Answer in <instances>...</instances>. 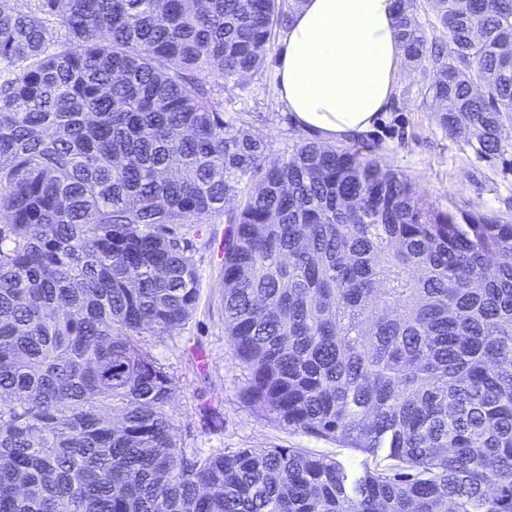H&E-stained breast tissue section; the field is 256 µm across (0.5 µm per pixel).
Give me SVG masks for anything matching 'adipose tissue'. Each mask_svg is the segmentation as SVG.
<instances>
[{"mask_svg":"<svg viewBox=\"0 0 512 512\" xmlns=\"http://www.w3.org/2000/svg\"><path fill=\"white\" fill-rule=\"evenodd\" d=\"M395 25V0H303L276 68L300 129L331 143L372 128L401 77Z\"/></svg>","mask_w":512,"mask_h":512,"instance_id":"1","label":"adipose tissue"}]
</instances>
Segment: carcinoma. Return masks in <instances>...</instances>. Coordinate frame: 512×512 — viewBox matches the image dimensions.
I'll use <instances>...</instances> for the list:
<instances>
[{
  "instance_id": "1",
  "label": "carcinoma",
  "mask_w": 512,
  "mask_h": 512,
  "mask_svg": "<svg viewBox=\"0 0 512 512\" xmlns=\"http://www.w3.org/2000/svg\"><path fill=\"white\" fill-rule=\"evenodd\" d=\"M301 2L0 0V512H512V222L224 118ZM397 32L441 125L505 156L512 0H399ZM220 215L245 396L362 467L179 445L145 337L191 319Z\"/></svg>"
}]
</instances>
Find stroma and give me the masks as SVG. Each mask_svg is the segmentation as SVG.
Instances as JSON below:
<instances>
[{
	"label": "stroma",
	"mask_w": 512,
	"mask_h": 512,
	"mask_svg": "<svg viewBox=\"0 0 512 512\" xmlns=\"http://www.w3.org/2000/svg\"><path fill=\"white\" fill-rule=\"evenodd\" d=\"M277 57L270 52L262 75L246 78L219 98L226 116L249 122L253 133L264 139L273 160L286 155L303 135L278 98ZM415 78L410 68H403L390 109L363 135L375 146L377 162L405 175L432 206L512 220V166L479 157L462 138L449 135L417 96ZM224 228L223 218H213L196 242L199 298L185 328L147 339L151 352L176 379L167 412L180 446L206 453L284 446L360 462L353 449L285 427L245 397L244 368L224 336Z\"/></svg>",
	"instance_id": "35a3bbf8"
}]
</instances>
